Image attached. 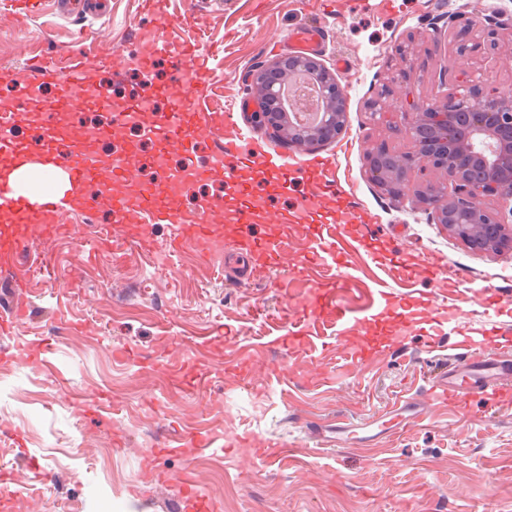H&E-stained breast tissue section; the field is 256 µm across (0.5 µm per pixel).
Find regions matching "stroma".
<instances>
[{"instance_id": "1", "label": "stroma", "mask_w": 512, "mask_h": 512, "mask_svg": "<svg viewBox=\"0 0 512 512\" xmlns=\"http://www.w3.org/2000/svg\"><path fill=\"white\" fill-rule=\"evenodd\" d=\"M84 2L83 11L65 15L55 0H43L24 15L0 0V109L15 111L16 137L39 135L30 110L55 94L40 82L33 57L78 47L109 55L110 64L87 71L86 81L109 85L113 104L124 106L147 84L170 79L159 63L151 82L143 80L145 28L178 31L208 57L210 108L233 109L242 136L261 141L291 173L287 191L267 196L255 220L256 234L287 239L288 264L233 281L223 264L203 265L188 254L151 255L131 242L96 252L95 227L110 216L105 206L69 213L75 238L31 239L29 261L55 256V279L15 288L0 277V300L27 309L11 335H0V346H49L53 366L21 356L0 381V473L24 491L11 497L9 512H56L63 500L70 512H186L182 470L205 512H512V407L432 406L368 447L338 448L320 432L339 419L362 423L370 411L392 410L401 395L422 396L424 372L450 354L458 330L512 328V252L473 251L433 222L417 191L438 181L436 171L414 169L403 193L391 196L372 182L366 161L379 145L412 151L401 108L454 92L463 72L484 90L512 97V49L476 57L457 51L489 24H512V0H167L161 17L145 12L142 0ZM307 24L327 34L320 52L326 64L344 56L351 66L337 73L348 95L345 131L305 150L276 141L254 121L247 84L254 69L289 54L292 32ZM375 103L386 119L372 116ZM100 125L112 136L93 142L94 156L129 158L113 195L150 185V171L138 165L153 149L146 128L112 124L109 112L90 108L75 131ZM223 136L198 131L192 154L171 149L170 170L209 167ZM316 156L330 159L329 179L374 214L365 234L377 251L349 250L338 266L306 272L297 264L309 246L308 225L297 207L313 191L302 168ZM236 193L218 174L191 184L177 206L191 212L212 202L230 252L236 233L226 221ZM432 254L445 270L429 277L422 268ZM461 278V310L439 319L436 305ZM320 283L354 311L370 305L372 289L390 288L394 304L376 330L401 335V314L413 313L415 331L403 335L409 359L353 363L336 346L340 325L323 319L311 323L309 343L269 345L298 321L296 299ZM486 291L500 293L499 308L481 304ZM430 333L436 346L429 352ZM241 355L255 369L247 391L224 371ZM275 366L281 376H268ZM167 433H201L219 449L162 454L156 445ZM242 436L256 448L282 442L289 452L274 465L245 462Z\"/></svg>"}]
</instances>
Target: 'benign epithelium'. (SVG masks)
Instances as JSON below:
<instances>
[{
	"mask_svg": "<svg viewBox=\"0 0 512 512\" xmlns=\"http://www.w3.org/2000/svg\"><path fill=\"white\" fill-rule=\"evenodd\" d=\"M255 121L299 148L336 139L347 125V96L321 59L288 55L251 74ZM414 152L396 155L379 147L368 155L374 182L397 194L418 166L441 175L418 191L443 225L469 249L512 251V98L483 92L465 77L452 96L417 101L401 111ZM496 196L501 210L482 201Z\"/></svg>",
	"mask_w": 512,
	"mask_h": 512,
	"instance_id": "1",
	"label": "benign epithelium"
}]
</instances>
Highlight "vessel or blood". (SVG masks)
<instances>
[{
    "mask_svg": "<svg viewBox=\"0 0 512 512\" xmlns=\"http://www.w3.org/2000/svg\"><path fill=\"white\" fill-rule=\"evenodd\" d=\"M167 55L171 77L167 85L150 90L143 98L146 105H154L161 97L179 98L183 109L164 112L155 125V136L159 146L145 160L153 170L164 171L161 182L139 193L137 196L116 197L111 209L116 222L122 223L123 234L113 237L111 228L98 232L94 247L99 251L117 248L121 241L137 242L141 250L150 252L154 242L149 234L153 224L173 225L174 231L165 244L171 253H192L202 261H210L213 244L218 236V227L210 220L207 209L196 212H182L174 207L175 197L183 191L186 181L202 182L208 179L205 170L191 171L189 176L169 172L167 155L171 147L177 146L184 152L195 147L194 133L199 119H206L210 127L225 130L226 135L218 148L215 158L221 164L227 178H235L245 169H259L264 173L265 186L271 190L284 189L287 182L282 163L275 161L255 142H245L233 134L234 114L232 111L202 113L201 97L208 82V70L201 63L195 45L176 37L154 39L149 54L142 58L143 65L154 64L158 54ZM107 55H83L67 59L64 68L69 77L57 81L55 70L48 65L40 69L43 81H56V95L47 112L42 115V134L33 141H18L0 132V166L10 167L26 160H35L48 174L64 175L71 189L66 193H50L39 199H31L16 189L9 181H0V215L5 222L0 225V274L7 275L20 283L27 276L23 258L32 236H74L77 230L68 224L64 215L73 210H94L98 200L85 192V187L95 181L98 171L83 142L63 137L59 129L58 114L72 111L77 99L75 87L80 75L89 68L107 64ZM325 159L310 162L303 175L316 190L302 204L306 215H318L323 209L324 198L333 187L326 180ZM256 200H249L247 207L236 209V229L239 233L238 248L245 255L254 275H262L271 264H282L288 256V243L283 239H269L252 231L253 207ZM373 215L349 205L344 195L336 196V217L333 223L317 224L311 235L316 241L312 262L335 258L341 245L362 248L363 227L372 223ZM298 309L303 319L329 318L340 322L345 320L347 311L340 306L331 289L317 287L309 297L300 300ZM372 320L368 317L357 319L346 335L339 337L338 344L348 350L354 362L370 364L377 358L376 346L369 339ZM462 351L449 357L441 370L436 372L432 385L424 399L402 398L393 410V416L402 421L422 418L429 404L461 405L476 397L497 399L512 394V360L500 353L482 354L481 347L470 337H463ZM337 446H367L375 441V433L356 435L352 424L339 422L326 427Z\"/></svg>",
    "mask_w": 512,
    "mask_h": 512,
    "instance_id": "b4317fda",
    "label": "vessel or blood"
}]
</instances>
